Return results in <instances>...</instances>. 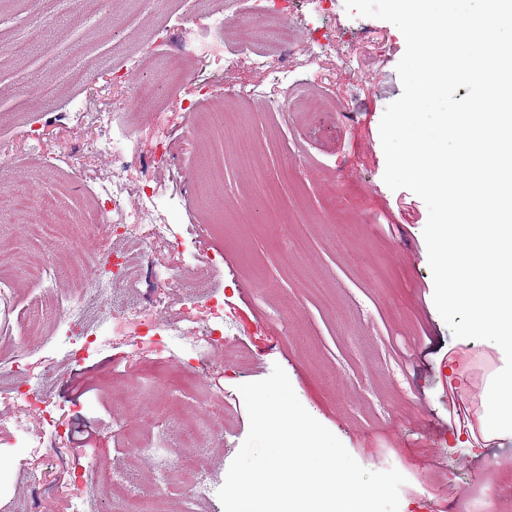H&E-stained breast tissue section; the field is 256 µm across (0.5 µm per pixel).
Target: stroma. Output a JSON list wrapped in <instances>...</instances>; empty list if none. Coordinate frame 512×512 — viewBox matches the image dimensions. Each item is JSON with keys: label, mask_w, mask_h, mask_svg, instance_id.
<instances>
[{"label": "stroma", "mask_w": 512, "mask_h": 512, "mask_svg": "<svg viewBox=\"0 0 512 512\" xmlns=\"http://www.w3.org/2000/svg\"><path fill=\"white\" fill-rule=\"evenodd\" d=\"M194 8L195 0H107L99 10L79 9L76 0H0V138L14 144L11 160L0 163V193L35 184L77 218L73 230L85 236L81 247L94 256L112 251V237L87 221L103 173L80 176L65 161L88 150L91 130L53 116L69 111L76 94L89 112L111 105L113 69L140 82L166 65L167 52L194 50L195 31L205 23ZM290 20L304 45L314 30H336V55L323 62L335 73L324 86L329 109L306 118L297 111L310 74L295 55L289 64L299 85L288 104L240 108L235 123L257 144L256 162L287 194L285 223H262L263 194L233 151L234 132L208 133L199 124L201 113L235 103L240 84L261 81L248 55L215 78L207 95H198L190 75L165 88L155 116L169 135L170 168L154 179L178 216L185 247L216 260L218 270L204 286L223 299L224 334L243 362H192L183 386L165 367L146 365L139 326L113 317L156 297L146 276L133 287L116 285L111 303L98 311L114 329L112 348L82 361L69 358L52 330L59 305L76 290L67 268L80 246L66 237L45 243L56 264L48 291L18 261L29 242L13 225L0 224V275L11 288L0 295V391L23 383L14 362H54L43 389L64 426L56 451L36 462L0 443V456L12 461L0 472V512H71L68 495L77 490L92 498L96 512H121L104 484L113 470L125 468L134 470L141 488L157 493L161 512H182L183 477L175 471L158 476L152 458L130 456V444L173 447L176 417L222 394L230 423L203 450L211 478L224 483L233 451L249 431L238 387L266 378L276 365L305 409L362 467L394 468L405 476L399 512H451L458 487L479 477L463 460L512 449V437L479 428L481 406L473 394L479 358L498 371L505 355L494 342L453 336L433 302L423 237L427 206L410 190L383 181L379 126L402 93L396 70L405 51L402 33L388 21L348 14L342 5L332 15L297 12ZM52 53L67 57L68 68L51 66ZM33 123L44 127L35 145L27 141ZM214 154L224 157V222L203 237L198 226L210 207L196 189L195 173L200 157ZM173 170L186 177L177 191ZM239 206L248 209L251 223L235 222ZM312 280L322 283V294L309 288ZM80 372L89 373L93 389L74 396L68 383ZM143 407L158 415L153 431L139 417ZM116 415L124 417L126 433L113 425ZM83 422L94 435L79 444L69 430Z\"/></svg>", "instance_id": "1"}]
</instances>
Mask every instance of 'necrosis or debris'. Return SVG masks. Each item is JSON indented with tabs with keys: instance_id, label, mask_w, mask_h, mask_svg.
Returning a JSON list of instances; mask_svg holds the SVG:
<instances>
[{
	"instance_id": "4bbe7bcc",
	"label": "necrosis or debris",
	"mask_w": 512,
	"mask_h": 512,
	"mask_svg": "<svg viewBox=\"0 0 512 512\" xmlns=\"http://www.w3.org/2000/svg\"><path fill=\"white\" fill-rule=\"evenodd\" d=\"M290 0H253L252 20L235 26L232 43L226 46L224 56L210 59L209 64L220 71L234 70L238 57L248 54L251 67L263 74L262 84H243L239 98L267 99L272 96L289 97V70L278 65V58L295 54L298 34L287 21ZM185 70L181 54H172L165 71L149 85L127 80L124 73H116L115 85L120 90L110 107L85 115L69 113L73 122L90 121L93 131L90 154L95 162L108 170L107 186L98 197L93 217L97 224L113 238L124 242L122 250L97 259L91 265L74 264L71 275L84 281L86 293L70 296L62 310L57 326L58 338L69 357L77 358L111 347L112 338L101 324L86 326L85 314L91 302L110 301L112 284L116 281L131 283L142 272L147 250L180 248L172 226L174 215L160 211L159 192L151 177L152 170L166 166L169 138L158 132L155 148L145 163L139 188H131L129 171L137 156V143L121 128L120 117L128 112L148 116L154 110L159 91L183 78ZM15 222L27 235L36 231H50L68 223L69 218L57 209L53 199L38 194L32 187L21 188L12 203ZM164 293L148 308L126 311V319L143 322L144 334L153 354L168 358L173 346H180L184 355L197 360L219 354L224 345V303L219 298L203 293L183 301L175 320H168L166 310L168 293L181 287L179 275L158 267L150 270ZM45 362L19 365L25 377L24 387L15 389L9 401L14 410L0 417V428H12V445L32 457L47 454L45 432L58 428L57 407L44 397L39 382L46 370ZM210 415L207 426H200L195 413L183 414L177 421L180 444L164 454L154 449L137 447V454L153 457L160 472H179L188 482L192 499L216 496L219 486L211 481L206 458L201 451L204 434L222 435L224 431V401L217 398L207 405Z\"/></svg>"
}]
</instances>
